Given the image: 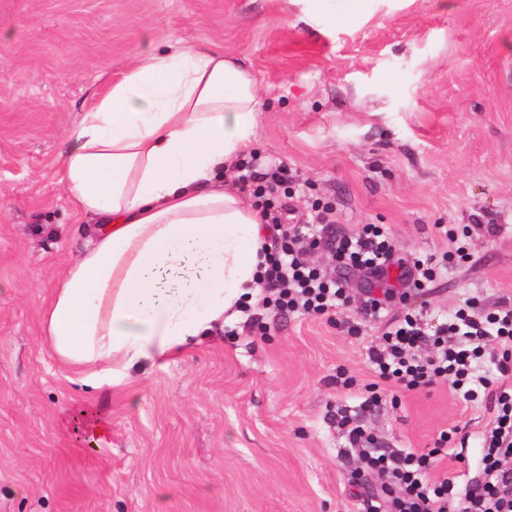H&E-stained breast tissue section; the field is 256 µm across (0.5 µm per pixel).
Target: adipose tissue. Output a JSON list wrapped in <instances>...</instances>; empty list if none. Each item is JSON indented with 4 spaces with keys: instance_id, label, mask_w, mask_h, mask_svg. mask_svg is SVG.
I'll return each mask as SVG.
<instances>
[{
    "instance_id": "obj_1",
    "label": "adipose tissue",
    "mask_w": 512,
    "mask_h": 512,
    "mask_svg": "<svg viewBox=\"0 0 512 512\" xmlns=\"http://www.w3.org/2000/svg\"><path fill=\"white\" fill-rule=\"evenodd\" d=\"M262 111L240 60L198 49L146 57L82 112L60 181L93 232L41 324L84 385L124 384L133 365L210 336L258 292L264 217L225 179Z\"/></svg>"
}]
</instances>
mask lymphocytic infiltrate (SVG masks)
Here are the masks:
<instances>
[{
  "instance_id": "obj_1",
  "label": "lymphocytic infiltrate",
  "mask_w": 512,
  "mask_h": 512,
  "mask_svg": "<svg viewBox=\"0 0 512 512\" xmlns=\"http://www.w3.org/2000/svg\"><path fill=\"white\" fill-rule=\"evenodd\" d=\"M285 180L278 170L254 177L253 195L276 230L271 250L259 265L263 307L282 317L335 318L351 303L339 272L360 271L386 287L383 297L367 296L359 307L361 317L386 322L380 342L368 348L377 377L409 391L448 383L470 399L482 388L497 408L491 426L480 436L481 473L462 485L435 476L434 469L449 447H457V459H464L469 433L454 438L441 432L434 448L417 452L379 447L363 427L352 428L347 441L359 460L356 483L364 488L359 496L361 512H448L456 500L463 502L462 512H503L507 503L502 492L512 490V308L486 314L473 303L430 327L410 312L400 319H386L387 303H407L411 292H406V284L422 291L443 270V262L433 254L399 258L394 238L382 224L343 230L322 210L314 223H288L291 206L273 203ZM318 246L327 250L329 269L310 259ZM394 268L399 275L392 287L387 277ZM487 358L497 363L496 380L480 373ZM372 475L380 484L369 491L365 485Z\"/></svg>"
}]
</instances>
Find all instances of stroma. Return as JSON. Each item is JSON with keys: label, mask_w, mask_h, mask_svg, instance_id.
Here are the masks:
<instances>
[{"label": "stroma", "mask_w": 512, "mask_h": 512, "mask_svg": "<svg viewBox=\"0 0 512 512\" xmlns=\"http://www.w3.org/2000/svg\"><path fill=\"white\" fill-rule=\"evenodd\" d=\"M202 47L253 73L252 162L292 175L299 221L333 204L406 259L449 250L438 225L467 230L416 313L512 306V0H0V512H357L336 411L420 451L494 415L446 384L362 408L383 325L350 309L356 336L256 306L124 385L70 380L39 316L90 227L59 156L94 93ZM79 408L111 418L107 442L76 431Z\"/></svg>", "instance_id": "1"}]
</instances>
